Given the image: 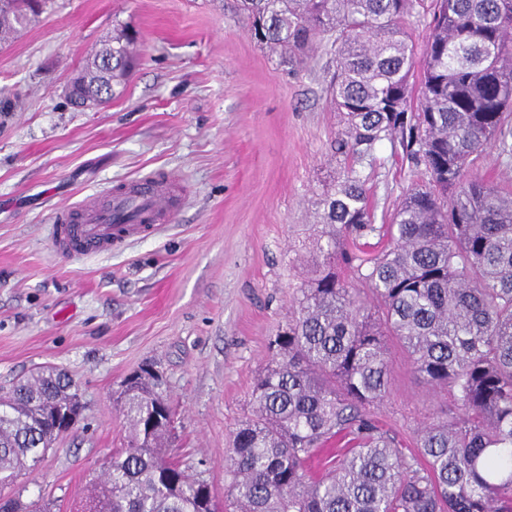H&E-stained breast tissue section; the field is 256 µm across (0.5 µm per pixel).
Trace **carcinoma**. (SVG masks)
I'll return each mask as SVG.
<instances>
[{"label": "carcinoma", "mask_w": 512, "mask_h": 512, "mask_svg": "<svg viewBox=\"0 0 512 512\" xmlns=\"http://www.w3.org/2000/svg\"><path fill=\"white\" fill-rule=\"evenodd\" d=\"M254 39L300 63L323 40L327 94L344 129L339 168L315 201L288 326L270 343L249 418L225 450L235 512H512V191L474 173L489 149L512 164V0H239ZM426 22L411 82L410 18ZM32 19L0 8V42ZM133 36L116 31L112 78L87 60L77 87L130 76ZM399 143L427 183L376 223L377 146ZM374 239L371 244L368 239ZM450 406L414 449L370 408L389 394L388 341ZM80 395L56 368L0 393V488L52 449L48 418ZM126 446L77 512H216L201 475L165 458L174 414L150 370L125 386Z\"/></svg>", "instance_id": "cac0c4a2"}]
</instances>
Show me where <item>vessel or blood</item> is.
<instances>
[{"label": "vessel or blood", "mask_w": 512, "mask_h": 512, "mask_svg": "<svg viewBox=\"0 0 512 512\" xmlns=\"http://www.w3.org/2000/svg\"><path fill=\"white\" fill-rule=\"evenodd\" d=\"M172 197L170 182L154 176L141 178L125 192L62 209L49 227V236L57 252L73 258L108 252L164 221Z\"/></svg>", "instance_id": "1"}]
</instances>
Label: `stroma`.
I'll return each mask as SVG.
<instances>
[{
  "label": "stroma",
  "mask_w": 512,
  "mask_h": 512,
  "mask_svg": "<svg viewBox=\"0 0 512 512\" xmlns=\"http://www.w3.org/2000/svg\"><path fill=\"white\" fill-rule=\"evenodd\" d=\"M116 28L139 38L131 77L104 108H70L64 84ZM335 70L322 46L283 63L252 38L237 0H51L0 47V386L54 366L85 403L13 497L71 512L124 442V380L151 364L176 408L171 456L224 498V450L288 323L301 227L334 176ZM378 155L370 186L387 221L426 176L400 146ZM155 172L177 194L153 234L80 259L54 251L45 226L60 207ZM389 348L390 393L374 413L409 441L447 399Z\"/></svg>",
  "instance_id": "obj_1"
}]
</instances>
